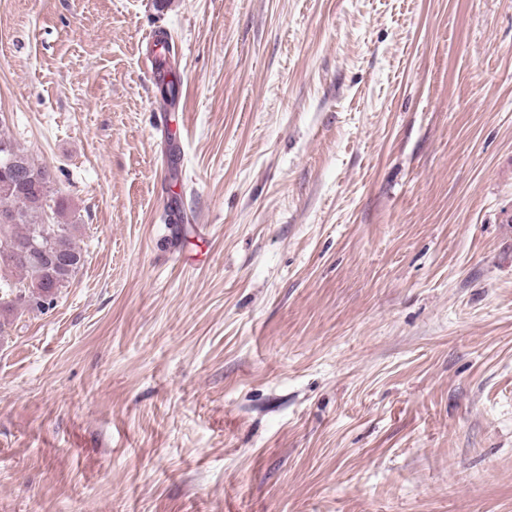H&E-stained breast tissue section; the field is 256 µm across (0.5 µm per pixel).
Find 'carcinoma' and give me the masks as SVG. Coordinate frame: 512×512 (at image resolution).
<instances>
[{
  "label": "carcinoma",
  "mask_w": 512,
  "mask_h": 512,
  "mask_svg": "<svg viewBox=\"0 0 512 512\" xmlns=\"http://www.w3.org/2000/svg\"><path fill=\"white\" fill-rule=\"evenodd\" d=\"M153 46L151 63L158 74V89L164 98L173 100L181 86L176 55L164 36L157 38ZM8 161L13 162L16 172L24 174L25 180H18L15 172H0V182L10 181L8 187H0V215L14 219V223L0 226V259L9 258L8 263L0 266V311L10 312L14 303L33 296L35 308L48 309L84 264L82 249L76 241L78 227L44 222L53 175L10 137L0 133V169ZM34 243L48 247L54 259L29 252Z\"/></svg>",
  "instance_id": "cac0c4a2"
}]
</instances>
